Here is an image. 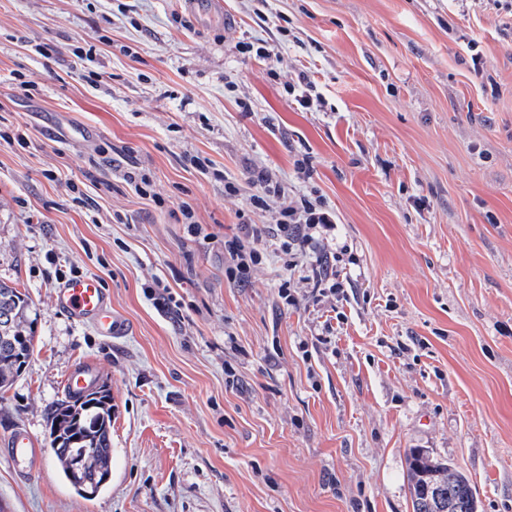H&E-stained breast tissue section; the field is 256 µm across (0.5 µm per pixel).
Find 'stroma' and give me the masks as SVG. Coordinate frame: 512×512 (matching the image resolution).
I'll list each match as a JSON object with an SVG mask.
<instances>
[{
	"label": "stroma",
	"mask_w": 512,
	"mask_h": 512,
	"mask_svg": "<svg viewBox=\"0 0 512 512\" xmlns=\"http://www.w3.org/2000/svg\"><path fill=\"white\" fill-rule=\"evenodd\" d=\"M223 2L224 29L184 0H0V132L26 135L0 145V280L37 313L0 398V512H412L411 448L512 512V0ZM261 171L334 209L347 300L285 305L303 271L277 256L227 278L225 238L278 219L250 204ZM59 268L96 273L125 332L59 309ZM82 364L114 405L91 500L49 438ZM6 455L19 469L22 477L34 475L33 457L36 454L31 436L22 431H15L8 439Z\"/></svg>",
	"instance_id": "35a3bbf8"
}]
</instances>
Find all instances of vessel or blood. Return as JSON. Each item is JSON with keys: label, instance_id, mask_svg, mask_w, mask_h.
Listing matches in <instances>:
<instances>
[{"label": "vessel or blood", "instance_id": "obj_1", "mask_svg": "<svg viewBox=\"0 0 512 512\" xmlns=\"http://www.w3.org/2000/svg\"><path fill=\"white\" fill-rule=\"evenodd\" d=\"M186 5L202 21L219 23L223 20L217 0H186ZM54 299L56 305L72 319L91 324L101 335L110 336L122 331V325L112 314L107 294L96 275L85 274L64 281L56 289ZM35 453L34 442L28 433L17 431L10 436L6 455L21 476L34 475Z\"/></svg>", "mask_w": 512, "mask_h": 512}]
</instances>
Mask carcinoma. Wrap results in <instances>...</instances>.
<instances>
[{"label":"carcinoma","mask_w":512,"mask_h":512,"mask_svg":"<svg viewBox=\"0 0 512 512\" xmlns=\"http://www.w3.org/2000/svg\"><path fill=\"white\" fill-rule=\"evenodd\" d=\"M28 295L0 281V392L21 376L34 352L35 331ZM50 445L67 483L82 493L73 480L70 461L93 449L83 477L112 478V397L104 389L95 397L70 394L51 408ZM408 480L412 512H477L476 492L469 479L451 465L420 449L408 450Z\"/></svg>","instance_id":"1"}]
</instances>
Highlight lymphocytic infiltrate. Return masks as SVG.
<instances>
[{"label": "lymphocytic infiltrate", "mask_w": 512, "mask_h": 512, "mask_svg": "<svg viewBox=\"0 0 512 512\" xmlns=\"http://www.w3.org/2000/svg\"><path fill=\"white\" fill-rule=\"evenodd\" d=\"M254 185L256 191L250 198L253 206H262L271 191L282 197L277 230L272 233L265 225L251 224L243 234L225 239L224 264L229 277L245 279L253 265L277 251L287 255L289 267L305 268L308 280L313 283V300L329 296L343 300L345 291L338 269L343 255L320 250L325 235L335 228V212L321 201L285 200L284 188L271 186L266 174H258Z\"/></svg>", "instance_id": "lymphocytic-infiltrate-1"}]
</instances>
